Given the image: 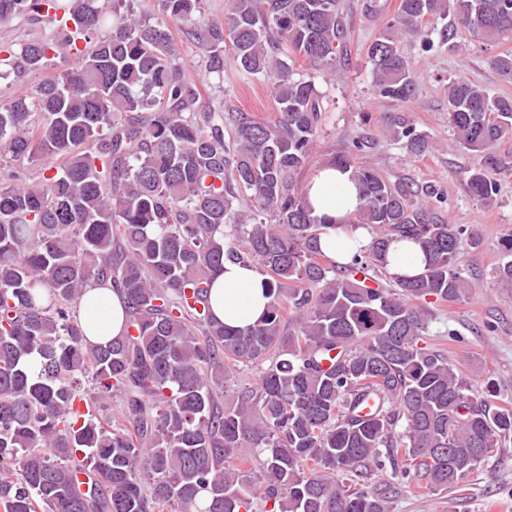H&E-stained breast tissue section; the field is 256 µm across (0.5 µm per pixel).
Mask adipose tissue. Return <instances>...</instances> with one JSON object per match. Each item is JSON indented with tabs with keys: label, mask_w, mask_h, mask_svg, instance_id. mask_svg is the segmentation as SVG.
<instances>
[{
	"label": "adipose tissue",
	"mask_w": 512,
	"mask_h": 512,
	"mask_svg": "<svg viewBox=\"0 0 512 512\" xmlns=\"http://www.w3.org/2000/svg\"><path fill=\"white\" fill-rule=\"evenodd\" d=\"M305 193L315 215L330 224L353 214L361 204L359 189L349 172L331 165L319 169ZM268 303L265 278L255 268L228 262L214 279L212 313L224 325L254 324ZM78 315L88 341L106 343L123 331V298L115 290L91 287L80 302Z\"/></svg>",
	"instance_id": "1"
}]
</instances>
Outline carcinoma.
Masks as SVG:
<instances>
[{"mask_svg": "<svg viewBox=\"0 0 512 512\" xmlns=\"http://www.w3.org/2000/svg\"><path fill=\"white\" fill-rule=\"evenodd\" d=\"M201 2L159 0L145 16L134 0H112L109 18L101 0H0V23L43 11L59 29L1 48L0 63L20 72L77 58L0 101L1 150L62 159L38 183L0 179V512H390L370 475L389 469L446 490L512 439V403L491 402L420 345L423 304L471 288L460 245L478 244L472 228L437 217L439 188L390 180L352 142L333 163L351 170L362 203L334 228L371 239L337 265L320 248L329 225L290 180L326 112L296 64L339 69L340 0H227L217 21L202 18ZM426 20L442 25L429 34ZM459 27L490 45L511 38L512 0H400L368 45L373 89L397 106L386 133L410 154L431 143L406 115L417 84L402 40L433 52ZM184 37L209 73L224 76L229 50L239 76L263 79L276 118L205 109L179 66ZM489 65L512 79V52ZM447 90L455 140L477 158L467 190L490 207L512 97L453 75ZM402 240L429 262L386 287L379 275ZM502 247L511 259L495 278L512 288V238ZM227 261L268 278L267 313L245 328L210 310ZM93 285L125 303L123 333L106 345L88 343L74 316ZM241 365L258 383L229 402ZM116 395L118 413L98 418Z\"/></svg>", "mask_w": 512, "mask_h": 512, "instance_id": "cac0c4a2", "label": "carcinoma"}]
</instances>
